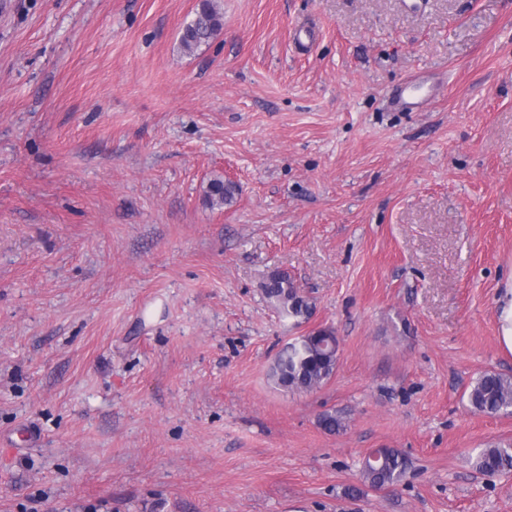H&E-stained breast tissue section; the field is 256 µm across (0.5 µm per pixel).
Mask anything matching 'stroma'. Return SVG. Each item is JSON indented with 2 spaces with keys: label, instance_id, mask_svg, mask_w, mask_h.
<instances>
[{
  "label": "stroma",
  "instance_id": "35a3bbf8",
  "mask_svg": "<svg viewBox=\"0 0 512 512\" xmlns=\"http://www.w3.org/2000/svg\"><path fill=\"white\" fill-rule=\"evenodd\" d=\"M198 3L0 0V512H512L468 403L512 376V0H218L188 54ZM322 327L331 379L276 385ZM222 26L223 15L215 0H200L195 17L182 29L181 48L187 53L194 52L202 44H207ZM426 84L438 85V80L436 77L431 75L418 74L414 76L413 78L409 79L407 82L404 83L403 89L400 93L392 97V104L399 109L418 108L426 99L416 102L410 101L409 98L404 93L409 89L424 86ZM237 191V186L233 182L213 179L206 187L204 201L212 208L215 206L222 208L224 205L233 203ZM264 294L267 299L275 304L277 309L287 316L298 317L302 315V309L307 312V305L297 298L294 286L288 279L273 277L264 286ZM498 307L499 343L505 353L512 354V289L508 288ZM377 460L372 461L371 456ZM407 462L400 452L393 448H378L366 458L363 476L374 488L399 482L405 475Z\"/></svg>",
  "mask_w": 512,
  "mask_h": 512
}]
</instances>
